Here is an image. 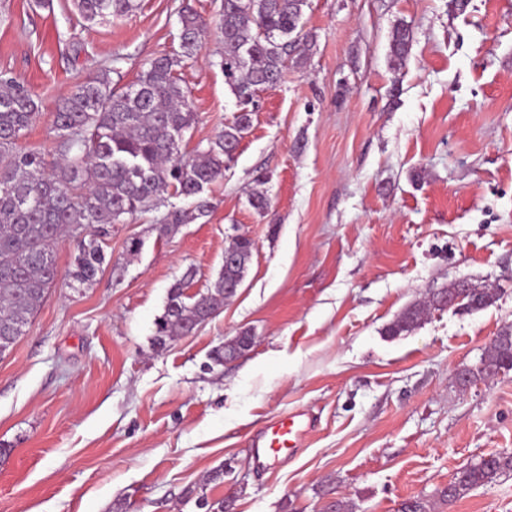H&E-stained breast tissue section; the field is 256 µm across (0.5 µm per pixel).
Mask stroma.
Masks as SVG:
<instances>
[{
	"instance_id": "1",
	"label": "stroma",
	"mask_w": 512,
	"mask_h": 512,
	"mask_svg": "<svg viewBox=\"0 0 512 512\" xmlns=\"http://www.w3.org/2000/svg\"><path fill=\"white\" fill-rule=\"evenodd\" d=\"M135 2L89 24L72 0H0V71L41 102L20 147L54 158L67 91L104 68L132 83L178 51L187 5L205 35L178 71L197 114L183 150L232 121L222 0ZM400 23L411 44L395 70ZM303 24L313 46L257 92L211 212L165 235L159 209L113 225L94 281L50 288L0 356V512H202L203 496L230 512H320L334 497L350 512L415 497L433 512H512V472L440 499L459 469L512 452V371L457 378L512 326V0H308ZM256 188L268 213L249 202ZM238 235L255 249L237 294L155 347L169 288L187 274V295L205 291ZM460 280L494 303L429 306ZM413 304L428 307L421 325L387 335ZM243 330L252 348L213 364ZM295 408L315 420L302 448L254 470L251 437ZM410 31L405 24H398L392 31L390 40L391 66L400 69L408 56Z\"/></svg>"
}]
</instances>
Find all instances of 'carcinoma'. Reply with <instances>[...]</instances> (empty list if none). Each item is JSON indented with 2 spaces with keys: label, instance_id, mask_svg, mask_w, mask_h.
I'll return each mask as SVG.
<instances>
[{
  "label": "carcinoma",
  "instance_id": "cac0c4a2",
  "mask_svg": "<svg viewBox=\"0 0 512 512\" xmlns=\"http://www.w3.org/2000/svg\"><path fill=\"white\" fill-rule=\"evenodd\" d=\"M81 18L94 23L120 19L133 0H73ZM307 0H223L216 22L224 43L220 61L233 95L243 106L204 149L189 155L180 144L196 121L188 93L178 84V67L202 49V26L189 8L183 10L179 51L151 59L137 80L112 85L109 70L76 83L64 96L53 119L52 133L61 161L47 169L42 152L23 149L18 141L38 118V96L8 71H0V356L24 335L61 278L54 249L62 237L77 243L74 269L67 273L80 284L91 283L105 260L107 227L132 218L165 201L183 198L188 206L170 205L159 232L168 233L206 215L205 196L224 178L251 123L245 106L255 92L277 84L288 57H305L312 43L301 34ZM410 31L397 25L391 34V66L401 68L408 56ZM227 251L235 262L222 267L213 287L188 296L184 281L174 283L155 326L158 348L178 335H188L218 314L235 295L227 285L242 280L253 257L252 242L233 238ZM461 306L469 312L494 303L488 288L461 290ZM425 309H406L388 328L390 336L414 330ZM485 369L474 378L512 370V328L504 327L484 355ZM512 472V454L495 453L490 462L465 467L440 492L447 502Z\"/></svg>",
  "mask_w": 512,
  "mask_h": 512
}]
</instances>
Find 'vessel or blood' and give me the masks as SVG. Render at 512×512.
Wrapping results in <instances>:
<instances>
[{
    "instance_id": "1",
    "label": "vessel or blood",
    "mask_w": 512,
    "mask_h": 512,
    "mask_svg": "<svg viewBox=\"0 0 512 512\" xmlns=\"http://www.w3.org/2000/svg\"><path fill=\"white\" fill-rule=\"evenodd\" d=\"M313 426L312 417L302 409L273 417L251 440V465L261 471L276 469L286 455L301 447Z\"/></svg>"
}]
</instances>
